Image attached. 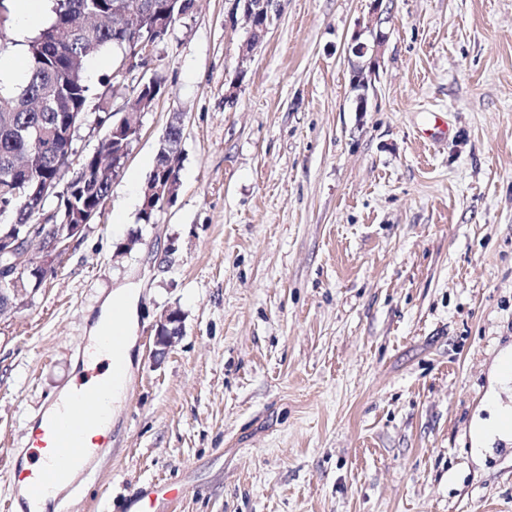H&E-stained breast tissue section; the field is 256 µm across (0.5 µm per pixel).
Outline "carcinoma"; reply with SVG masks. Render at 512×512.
<instances>
[{"label": "carcinoma", "mask_w": 512, "mask_h": 512, "mask_svg": "<svg viewBox=\"0 0 512 512\" xmlns=\"http://www.w3.org/2000/svg\"><path fill=\"white\" fill-rule=\"evenodd\" d=\"M140 19L132 23L114 10V0H53L51 17L27 41L28 71L24 80L0 84V208L13 224H28L32 213L8 188L18 163L34 166L46 178L66 176L56 155L65 151L63 136L72 112L89 113L90 86L84 77L86 62L108 46L133 50L139 36L160 25L169 27L168 0H139ZM182 131L171 125L158 154L177 150ZM82 183L61 198V218L74 219L82 209L96 205L112 191V147L105 155L86 161Z\"/></svg>", "instance_id": "carcinoma-1"}]
</instances>
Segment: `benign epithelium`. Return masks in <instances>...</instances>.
I'll return each instance as SVG.
<instances>
[{"label":"benign epithelium","mask_w":512,"mask_h":512,"mask_svg":"<svg viewBox=\"0 0 512 512\" xmlns=\"http://www.w3.org/2000/svg\"><path fill=\"white\" fill-rule=\"evenodd\" d=\"M241 7L243 17L248 25V37L242 45V58H248L262 43L268 27L272 22L274 0H235ZM372 45L360 41L361 33L351 38L349 50L358 57H369V60L352 70L351 83L353 88L361 90L356 97V111H367L368 97L365 90L372 83L381 62V51L387 40V35L378 29L371 32ZM156 43L146 39L135 51H122L119 66L112 71V93L123 86L128 75L137 68L148 65ZM180 169V153L168 157L167 170L171 175L150 178L143 192L145 203H159L163 206L171 203L178 192L180 182L174 179V174ZM17 188L26 192L25 202L30 204L34 213V222L26 225V231L19 232V226L10 225L6 230L0 229V282H8L9 287L0 290V298L4 300L8 311H13L22 303L23 298H31L37 292L35 288L24 287L26 271L39 266L50 270L57 266L67 253L71 241L83 232L90 224L95 212H90L88 218L78 224L62 225L49 223L42 217L43 209L36 201L59 195L57 182L47 178H33L25 171L15 178ZM37 244L35 255L27 259L26 265H21L19 253L30 249V243ZM183 332L182 313L178 308L169 307L164 310L154 325L153 357L163 358L176 343Z\"/></svg>","instance_id":"benign-epithelium-1"}]
</instances>
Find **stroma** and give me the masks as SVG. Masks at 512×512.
Segmentation results:
<instances>
[{"label": "stroma", "instance_id": "stroma-1", "mask_svg": "<svg viewBox=\"0 0 512 512\" xmlns=\"http://www.w3.org/2000/svg\"><path fill=\"white\" fill-rule=\"evenodd\" d=\"M275 4L246 60L234 0H192L121 91L102 82L121 52L87 62L110 111L138 78L161 92L56 277L0 316V499L88 319L132 284L112 445L55 512H130V489L157 484L191 492L147 512H512V438L472 441L490 399L512 405V0ZM377 28L360 112L348 44ZM177 115L181 186L145 225ZM170 306L184 329L157 363Z\"/></svg>", "mask_w": 512, "mask_h": 512}]
</instances>
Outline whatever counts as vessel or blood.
Instances as JSON below:
<instances>
[{"mask_svg": "<svg viewBox=\"0 0 512 512\" xmlns=\"http://www.w3.org/2000/svg\"><path fill=\"white\" fill-rule=\"evenodd\" d=\"M108 383L76 387L70 405L61 413L41 415L27 425L23 436L33 457L31 466L16 471L24 487V499L0 501V512H38L40 499L52 487L68 483L73 471L89 475L100 449L111 447V434L101 433Z\"/></svg>", "mask_w": 512, "mask_h": 512, "instance_id": "obj_1", "label": "vessel or blood"}]
</instances>
